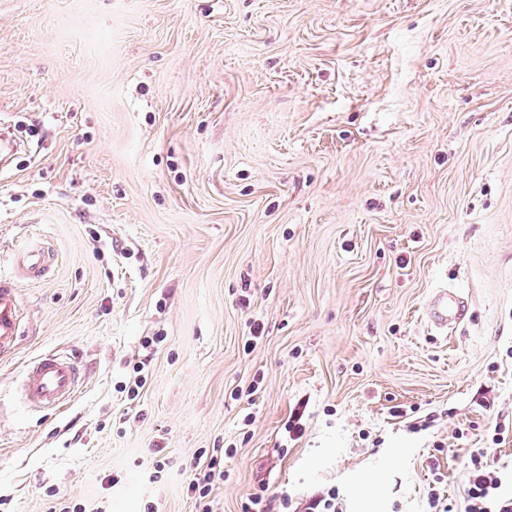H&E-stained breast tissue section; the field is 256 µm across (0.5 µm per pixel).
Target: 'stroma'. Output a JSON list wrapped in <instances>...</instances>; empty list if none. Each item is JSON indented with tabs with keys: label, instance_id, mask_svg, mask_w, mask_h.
Segmentation results:
<instances>
[{
	"label": "stroma",
	"instance_id": "stroma-1",
	"mask_svg": "<svg viewBox=\"0 0 512 512\" xmlns=\"http://www.w3.org/2000/svg\"><path fill=\"white\" fill-rule=\"evenodd\" d=\"M0 119V256L55 254L0 357V512L109 474L140 512L154 448L236 445L221 512L262 483L426 512L437 472L462 502L464 449L512 466V0H0ZM445 285L473 308L441 337ZM45 351L87 369L61 413L19 396ZM151 360L150 353L144 355L142 358L138 356V360L134 359L135 362L131 365V370L126 381L120 382V385H118L117 391L119 393L126 392V398L129 401L137 399L146 386L149 379Z\"/></svg>",
	"mask_w": 512,
	"mask_h": 512
}]
</instances>
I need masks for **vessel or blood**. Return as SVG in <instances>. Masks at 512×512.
I'll use <instances>...</instances> for the list:
<instances>
[{
	"mask_svg": "<svg viewBox=\"0 0 512 512\" xmlns=\"http://www.w3.org/2000/svg\"><path fill=\"white\" fill-rule=\"evenodd\" d=\"M54 262L50 249L39 242L28 243L14 264L21 276L0 270V356L13 354L20 340L21 306L19 280L36 282L49 274ZM468 314L467 301L456 289L443 287L430 296L424 316L440 334H447ZM21 396L31 409H66L82 389L86 372L73 357L56 352L40 355L22 370Z\"/></svg>",
	"mask_w": 512,
	"mask_h": 512,
	"instance_id": "b4317fda",
	"label": "vessel or blood"
}]
</instances>
